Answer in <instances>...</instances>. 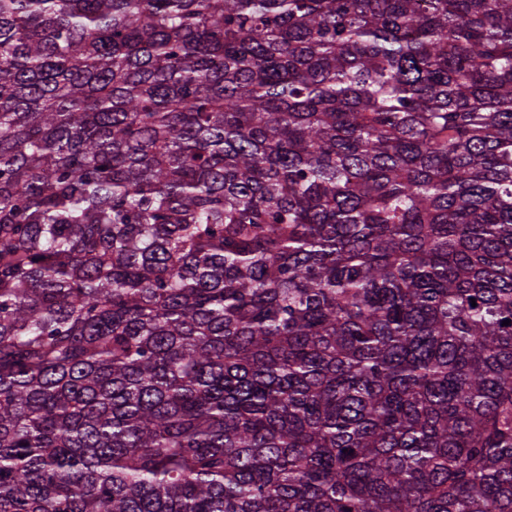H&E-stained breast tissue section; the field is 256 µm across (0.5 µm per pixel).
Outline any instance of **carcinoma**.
<instances>
[{
	"instance_id": "cac0c4a2",
	"label": "carcinoma",
	"mask_w": 512,
	"mask_h": 512,
	"mask_svg": "<svg viewBox=\"0 0 512 512\" xmlns=\"http://www.w3.org/2000/svg\"><path fill=\"white\" fill-rule=\"evenodd\" d=\"M512 0H0V512H512Z\"/></svg>"
}]
</instances>
